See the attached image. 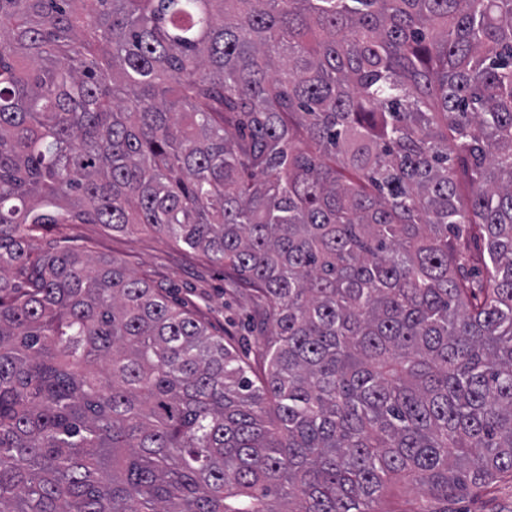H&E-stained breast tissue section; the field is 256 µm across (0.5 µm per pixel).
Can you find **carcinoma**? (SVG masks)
<instances>
[{"instance_id": "carcinoma-1", "label": "carcinoma", "mask_w": 512, "mask_h": 512, "mask_svg": "<svg viewBox=\"0 0 512 512\" xmlns=\"http://www.w3.org/2000/svg\"><path fill=\"white\" fill-rule=\"evenodd\" d=\"M53 224L241 275L262 363ZM512 477V0H0V512H374Z\"/></svg>"}]
</instances>
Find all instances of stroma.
Listing matches in <instances>:
<instances>
[{"label":"stroma","mask_w":512,"mask_h":512,"mask_svg":"<svg viewBox=\"0 0 512 512\" xmlns=\"http://www.w3.org/2000/svg\"><path fill=\"white\" fill-rule=\"evenodd\" d=\"M47 240L95 256H113L147 277L152 287L170 293L188 309L198 312L216 336H234L240 354L257 359L266 339L247 330L259 309L249 289L233 285L230 270L210 262L203 254L185 250L168 238L141 232L133 236L114 232L100 224H56ZM376 512H512V480L489 487H466L449 499L424 501L417 489L400 486L395 493L375 502Z\"/></svg>","instance_id":"35a3bbf8"}]
</instances>
